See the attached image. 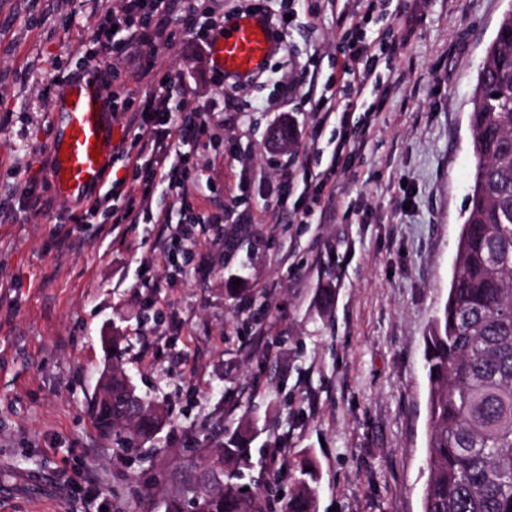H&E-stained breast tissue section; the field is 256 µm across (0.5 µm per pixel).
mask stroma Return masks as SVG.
<instances>
[{
	"label": "stroma",
	"mask_w": 512,
	"mask_h": 512,
	"mask_svg": "<svg viewBox=\"0 0 512 512\" xmlns=\"http://www.w3.org/2000/svg\"><path fill=\"white\" fill-rule=\"evenodd\" d=\"M112 2L0 0V512H95L102 500L158 512L193 449L245 420L256 482L288 487L306 454L322 474L318 512H421L424 337L448 297L468 206L477 72L512 0H379L377 80L348 124L316 133L302 96L335 83L336 17L358 0H261L295 19L261 82L243 88L218 83L189 40L159 47L158 65L190 86L173 109L216 112L182 147L211 180L201 195L224 205L222 229L197 244L177 237L176 198L131 170L123 111L150 92L145 82L126 84L112 109L122 146L104 181L38 215L22 206L26 183L50 179L60 90L97 72L91 13ZM228 99L239 111H224ZM281 124L300 150L318 135L312 165L336 192L335 217L300 224L277 208L292 154L267 136ZM128 195L170 212L175 267L156 226L113 223ZM90 200L100 206L87 223H71ZM115 336L138 390L168 411L137 458L92 423ZM141 487L148 499H135Z\"/></svg>",
	"instance_id": "obj_1"
}]
</instances>
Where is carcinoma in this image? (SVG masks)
<instances>
[{"mask_svg": "<svg viewBox=\"0 0 512 512\" xmlns=\"http://www.w3.org/2000/svg\"><path fill=\"white\" fill-rule=\"evenodd\" d=\"M512 12L477 73L469 113L476 157L448 299L425 336L428 476L422 512H512ZM93 397L100 433L123 451L154 445L167 411L138 391L118 356ZM252 426L223 430L180 471L164 512H274L268 489L245 484ZM282 512H317L320 472L297 466Z\"/></svg>", "mask_w": 512, "mask_h": 512, "instance_id": "1", "label": "carcinoma"}]
</instances>
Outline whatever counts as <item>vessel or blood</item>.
<instances>
[{"label": "vessel or blood", "mask_w": 512, "mask_h": 512, "mask_svg": "<svg viewBox=\"0 0 512 512\" xmlns=\"http://www.w3.org/2000/svg\"><path fill=\"white\" fill-rule=\"evenodd\" d=\"M279 47L261 14H241L212 40L209 61L225 76L246 81L264 70ZM63 95L59 102L63 128L48 150L53 160V188L57 195L68 197L101 181L112 155L113 133L105 120L108 94L101 82L72 81ZM95 146L100 149L96 159L91 156Z\"/></svg>", "instance_id": "obj_1"}]
</instances>
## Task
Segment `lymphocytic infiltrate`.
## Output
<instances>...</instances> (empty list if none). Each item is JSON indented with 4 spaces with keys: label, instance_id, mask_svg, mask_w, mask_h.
<instances>
[{
    "label": "lymphocytic infiltrate",
    "instance_id": "lymphocytic-infiltrate-1",
    "mask_svg": "<svg viewBox=\"0 0 512 512\" xmlns=\"http://www.w3.org/2000/svg\"><path fill=\"white\" fill-rule=\"evenodd\" d=\"M196 13L194 0H117L106 21L91 24V38L105 70L125 74L135 82L149 80L152 86L128 122L136 132L134 172H145L148 182L163 186L185 209L199 203L190 190L199 176L185 167L181 147L205 133L211 116L198 110L173 112V95L187 94L188 89L181 74L158 67L155 54L178 32L208 46L211 33L199 28ZM345 21L340 40L349 52L338 75L343 95L310 101L320 126L334 117L346 122L349 110L357 107L374 79L376 40L367 34V14L355 11Z\"/></svg>",
    "mask_w": 512,
    "mask_h": 512
}]
</instances>
